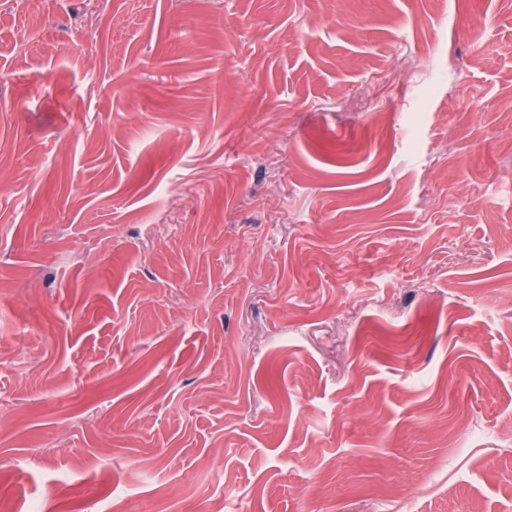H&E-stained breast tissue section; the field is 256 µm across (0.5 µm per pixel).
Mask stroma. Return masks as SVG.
Returning a JSON list of instances; mask_svg holds the SVG:
<instances>
[{"label": "stroma", "instance_id": "stroma-1", "mask_svg": "<svg viewBox=\"0 0 512 512\" xmlns=\"http://www.w3.org/2000/svg\"><path fill=\"white\" fill-rule=\"evenodd\" d=\"M512 512V0H0V512Z\"/></svg>", "mask_w": 512, "mask_h": 512}]
</instances>
